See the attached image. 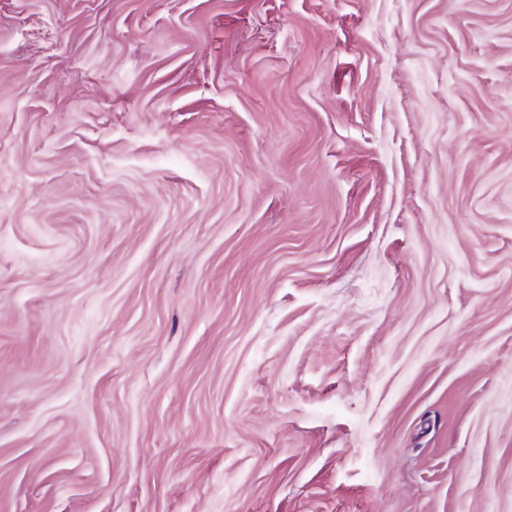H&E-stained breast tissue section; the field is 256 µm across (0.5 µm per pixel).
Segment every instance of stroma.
<instances>
[{
	"mask_svg": "<svg viewBox=\"0 0 512 512\" xmlns=\"http://www.w3.org/2000/svg\"><path fill=\"white\" fill-rule=\"evenodd\" d=\"M0 512H512V0H0Z\"/></svg>",
	"mask_w": 512,
	"mask_h": 512,
	"instance_id": "stroma-1",
	"label": "stroma"
}]
</instances>
